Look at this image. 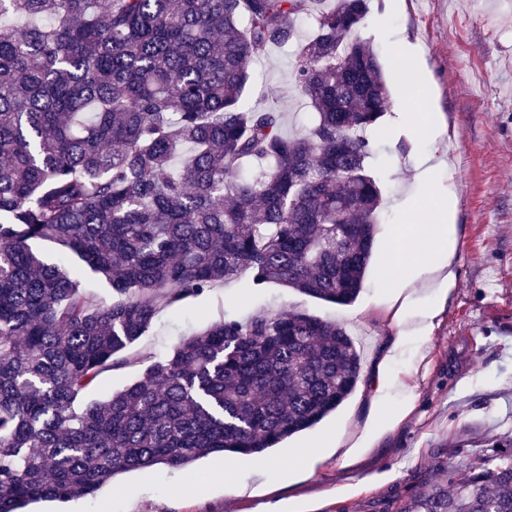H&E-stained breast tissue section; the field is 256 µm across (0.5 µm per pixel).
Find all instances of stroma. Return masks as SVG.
Returning a JSON list of instances; mask_svg holds the SVG:
<instances>
[{
  "label": "stroma",
  "mask_w": 512,
  "mask_h": 512,
  "mask_svg": "<svg viewBox=\"0 0 512 512\" xmlns=\"http://www.w3.org/2000/svg\"><path fill=\"white\" fill-rule=\"evenodd\" d=\"M354 36L377 50L390 88L388 111L370 134L384 205L358 298L338 307L283 287L255 292L243 276L180 313L161 312L138 343L168 351L228 304L241 315L304 309L342 323L354 338L362 357L354 393L266 456L215 454L181 468L132 471L94 495L36 503L32 512H377L390 494L425 491L440 468L505 453L512 439V0H369ZM399 56L410 72L396 69ZM252 69L245 104L284 112V132L299 134L309 107L290 90V46L269 47ZM406 80L423 84L426 95L405 97ZM411 112L433 113L437 132L420 135ZM426 157L434 170L423 186L414 175ZM419 193L452 205L455 283L435 297L432 328L404 334L380 266ZM397 336L389 376L407 387L404 397L377 387L376 366ZM383 408L402 419L341 461L337 442L364 433Z\"/></svg>",
  "instance_id": "35a3bbf8"
}]
</instances>
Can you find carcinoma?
Listing matches in <instances>:
<instances>
[{
    "instance_id": "obj_1",
    "label": "carcinoma",
    "mask_w": 512,
    "mask_h": 512,
    "mask_svg": "<svg viewBox=\"0 0 512 512\" xmlns=\"http://www.w3.org/2000/svg\"><path fill=\"white\" fill-rule=\"evenodd\" d=\"M321 2L0 0V20H27L0 35V512L263 456L352 395L354 339L301 310L226 313L165 354L129 353L161 311L242 274L337 306L361 293L383 204L367 132L389 89L352 38L368 0ZM271 45L292 47L302 135L242 104ZM74 256L110 299L84 291ZM133 366L139 378L85 400ZM466 469L380 512H512V454Z\"/></svg>"
}]
</instances>
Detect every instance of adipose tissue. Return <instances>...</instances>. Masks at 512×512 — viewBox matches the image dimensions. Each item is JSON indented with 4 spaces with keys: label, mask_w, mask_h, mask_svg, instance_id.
<instances>
[{
    "label": "adipose tissue",
    "mask_w": 512,
    "mask_h": 512,
    "mask_svg": "<svg viewBox=\"0 0 512 512\" xmlns=\"http://www.w3.org/2000/svg\"><path fill=\"white\" fill-rule=\"evenodd\" d=\"M413 211L418 216L403 234V243H389L382 259V276L389 295L406 312V325L415 332L431 328L435 316L424 297L433 289L452 286L456 240L444 211L431 198L417 196Z\"/></svg>",
    "instance_id": "ef3b65f1"
}]
</instances>
